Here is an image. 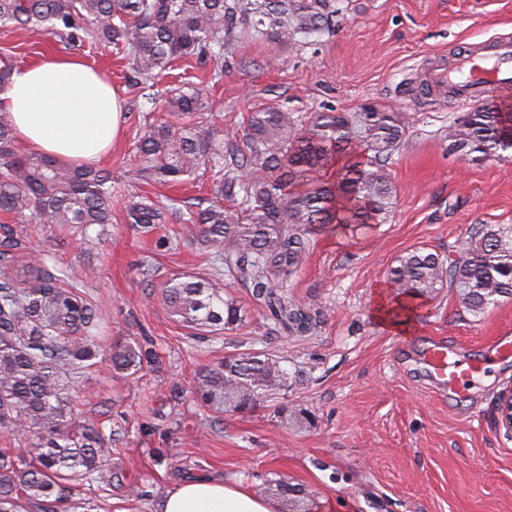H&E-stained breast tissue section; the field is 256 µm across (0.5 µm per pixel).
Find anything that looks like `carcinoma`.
Instances as JSON below:
<instances>
[{"label": "carcinoma", "instance_id": "carcinoma-1", "mask_svg": "<svg viewBox=\"0 0 512 512\" xmlns=\"http://www.w3.org/2000/svg\"><path fill=\"white\" fill-rule=\"evenodd\" d=\"M339 12L337 0H0V27L51 34L67 47L127 46L132 71L146 84L181 58L209 62L219 79L234 61L235 41L306 44L329 31ZM165 107L180 122L146 123L134 176L178 183L204 166L222 200L188 217L147 196L128 205L127 223L147 231L185 221L212 247L209 272L166 279L160 304L201 335L232 330L246 310L221 286L226 278L250 292L271 333L314 335L319 315L284 284L302 266L312 235L386 222L395 194L387 163L407 141L404 113L369 103L299 117L268 103L248 117L240 148L206 118L203 90L171 96ZM14 141L0 117L1 213H28L45 224L112 223L110 176L21 156ZM448 149L472 161L504 158L512 151V112L480 105L464 113L448 128ZM388 280L405 299L453 289L464 309L481 313L499 297L512 298V234L482 224L455 257L410 250ZM102 319L74 280L21 251L15 231L0 225V432L26 436L31 454L29 462L0 454V512H25L27 504L56 512L54 505L74 498L75 476L111 479L104 461L112 438L72 412L76 377L95 359L136 374L150 352L136 341L103 347ZM286 387L279 360L253 350L201 366L194 393L205 407L244 413ZM267 492L285 512H310L308 497L284 476Z\"/></svg>", "mask_w": 512, "mask_h": 512}]
</instances>
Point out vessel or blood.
Wrapping results in <instances>:
<instances>
[{"mask_svg": "<svg viewBox=\"0 0 512 512\" xmlns=\"http://www.w3.org/2000/svg\"><path fill=\"white\" fill-rule=\"evenodd\" d=\"M431 80L456 87L465 101L485 100L494 89L512 84V37H497L477 52H460L448 67L435 70ZM423 360L427 376L452 394L460 393L465 383L482 371L481 361L459 363L451 349L438 341L424 348Z\"/></svg>", "mask_w": 512, "mask_h": 512, "instance_id": "vessel-or-blood-1", "label": "vessel or blood"}]
</instances>
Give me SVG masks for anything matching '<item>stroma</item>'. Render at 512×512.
Segmentation results:
<instances>
[{
	"label": "stroma",
	"instance_id": "1",
	"mask_svg": "<svg viewBox=\"0 0 512 512\" xmlns=\"http://www.w3.org/2000/svg\"><path fill=\"white\" fill-rule=\"evenodd\" d=\"M335 27L309 44L282 47L245 40L221 80L196 60L157 73L159 98L204 89L214 127L241 135L250 112L274 101L297 115L351 112L372 102L406 113L405 147L388 163L395 188L386 223L355 237L318 235L287 291L317 312L315 336L268 334L244 288L247 322L221 335H195L159 306L156 284L204 272L208 246L190 224L144 233L127 224L126 207L143 195L176 202L183 212L214 196L209 173L162 185L133 180L144 113L163 117L133 86L128 49L99 43L74 53L122 90L125 124L102 164L112 174V221L80 232L68 224L14 223L28 250L77 278L103 309V346L136 341L153 359L137 374L99 364L85 370L72 407L112 437L110 483L76 479L74 504L58 512H156L177 482L211 475L258 495L288 474L313 512H512V434L497 425V397L512 387V362L488 368L478 385L446 398L424 375L422 350L440 338L469 360L491 337L512 333V298L475 315L444 290L424 300L418 332L387 330L373 312V291L394 260L417 247L455 253L472 227L512 226V157L472 162L450 153L448 127L468 104L447 90L424 92L431 68L456 52L512 36V0H342ZM51 35L0 28V57L15 67L64 53ZM170 240L167 248L158 239ZM263 350L278 359L288 387L241 414L201 406L197 370L224 355ZM303 411L285 418L282 408ZM144 490V498L130 493Z\"/></svg>",
	"mask_w": 512,
	"mask_h": 512
}]
</instances>
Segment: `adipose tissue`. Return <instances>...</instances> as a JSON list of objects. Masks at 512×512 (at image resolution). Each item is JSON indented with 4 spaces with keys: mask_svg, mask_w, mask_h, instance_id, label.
<instances>
[{
    "mask_svg": "<svg viewBox=\"0 0 512 512\" xmlns=\"http://www.w3.org/2000/svg\"><path fill=\"white\" fill-rule=\"evenodd\" d=\"M0 109L28 150L67 165H97L123 130L121 91L77 57L48 56L14 71L0 92ZM399 303L388 284L376 285L379 322L394 332H416L417 306L403 309ZM158 512H275V505L238 483L199 477L170 487Z\"/></svg>",
    "mask_w": 512,
    "mask_h": 512,
    "instance_id": "adipose-tissue-1",
    "label": "adipose tissue"
}]
</instances>
